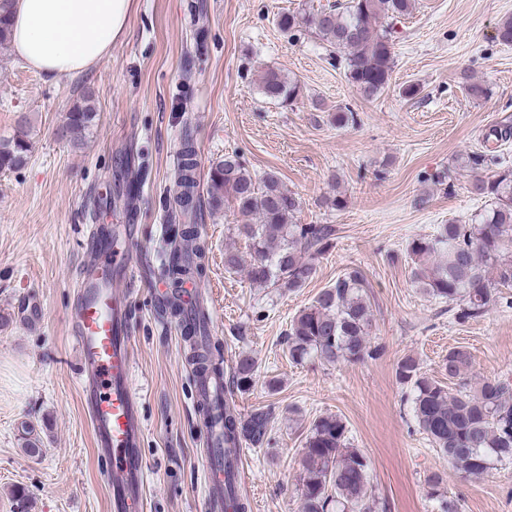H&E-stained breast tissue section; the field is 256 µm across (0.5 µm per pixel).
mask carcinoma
<instances>
[{
  "instance_id": "obj_1",
  "label": "carcinoma",
  "mask_w": 512,
  "mask_h": 512,
  "mask_svg": "<svg viewBox=\"0 0 512 512\" xmlns=\"http://www.w3.org/2000/svg\"><path fill=\"white\" fill-rule=\"evenodd\" d=\"M412 0H340L310 16L284 13L278 26L288 33L305 28L323 41L343 64L346 77L359 94L376 97L390 80L394 43L386 19L408 15ZM496 39L512 45V15L497 24ZM262 94L282 103L294 101L298 83L282 71L266 68L260 74ZM97 112L92 96L72 104L58 134L72 138L88 130ZM31 151L28 119L21 116L12 138L0 140V170L26 164ZM182 163L176 170V192L167 200L174 224V252L163 270L170 294L178 299L182 284L191 279L203 258L199 222L202 221L198 162L192 143L185 142ZM495 161L484 151L466 154L463 164L475 171ZM474 194L493 200L488 210L469 224H442L436 233L411 239L406 246L414 262V283L432 297L448 304L461 321L484 317L495 301V285L512 286V167L493 178H476ZM207 203L218 213L233 206L242 220L234 227L250 251L249 281L259 287L293 291L306 285L317 272L320 259L332 246L334 229L329 224H292L298 197L283 186L277 175L257 181L240 157L226 155L210 166L206 178ZM368 281L361 270L351 268L322 289L314 302L291 320L286 338L289 358L301 363L316 357L327 364L357 363L373 355L370 342L372 315L367 302ZM191 360L202 373L219 372L209 346L193 352ZM470 357L451 349L441 369L451 388L422 371L408 355L396 367L399 383L409 388L412 413L419 430L433 447L465 476H479L496 463L512 464V380L486 379L472 388L462 380ZM255 383L254 364L241 358L229 368L224 390V454L242 443H264L271 413L257 410L247 416L234 405L235 393L249 391ZM301 512H372L369 462L348 446L347 427L334 415L317 419L306 435L301 451ZM429 499L438 512H457L440 491L437 477L427 480Z\"/></svg>"
}]
</instances>
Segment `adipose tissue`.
I'll return each mask as SVG.
<instances>
[{
  "label": "adipose tissue",
  "mask_w": 512,
  "mask_h": 512,
  "mask_svg": "<svg viewBox=\"0 0 512 512\" xmlns=\"http://www.w3.org/2000/svg\"><path fill=\"white\" fill-rule=\"evenodd\" d=\"M132 0H15L11 44L28 66L46 76L92 68L123 38Z\"/></svg>",
  "instance_id": "obj_1"
}]
</instances>
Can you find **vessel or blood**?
<instances>
[{"mask_svg":"<svg viewBox=\"0 0 512 512\" xmlns=\"http://www.w3.org/2000/svg\"><path fill=\"white\" fill-rule=\"evenodd\" d=\"M98 258L88 266L69 318L79 361V393L97 453L106 463L104 476L110 512H141L146 463L141 453L144 424L140 399L133 388V351L128 326L129 300L117 285L136 275L134 253L143 243L134 237L119 240L100 229L93 233ZM199 403L214 406L224 401V377L198 378ZM205 512H225V482H242L241 463L224 465L222 421L210 418L205 428Z\"/></svg>","mask_w":512,"mask_h":512,"instance_id":"obj_1","label":"vessel or blood"}]
</instances>
